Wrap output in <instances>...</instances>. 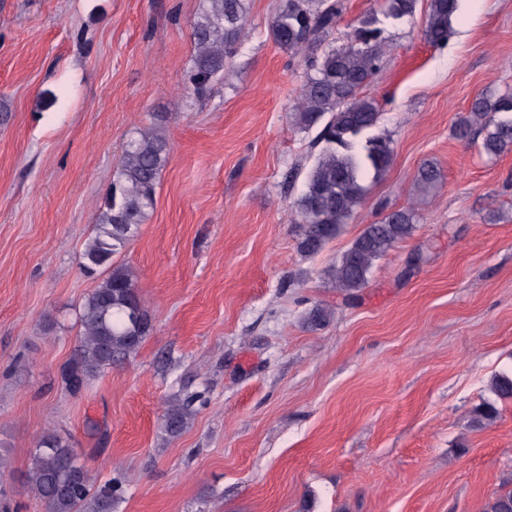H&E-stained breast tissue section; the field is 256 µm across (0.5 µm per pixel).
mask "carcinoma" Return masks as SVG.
Here are the masks:
<instances>
[{
    "mask_svg": "<svg viewBox=\"0 0 512 512\" xmlns=\"http://www.w3.org/2000/svg\"><path fill=\"white\" fill-rule=\"evenodd\" d=\"M191 38L193 55L188 71L191 91L206 96L224 71V61L241 44L248 21V0H202ZM417 0H383L382 14L402 19L415 12ZM459 0H429L424 37L433 46L448 42ZM340 16L337 0H285L270 32L283 51L302 55L307 69L294 109V125L303 132L317 130L322 145L307 173L304 190L293 203L298 249L318 254L336 238L343 224L364 203L369 174L379 175L390 164L392 140L374 135L358 146L363 132L378 126L376 102L361 96L378 71L386 50L376 19L368 17L353 29L346 44L335 46L331 36ZM484 133L483 152L497 157L512 148V92L481 93L458 129L461 138L472 127ZM169 155L167 137L157 126L139 132L124 148L116 177L96 213L93 236L82 253L81 270L100 276L80 314L83 334L59 371L62 387L82 394L107 366L121 364L137 353L153 331V318L138 291L135 275L113 258L136 237L154 205L156 187ZM439 178L436 167H421L417 182L426 189ZM416 229L410 209L396 210L368 224L352 244L324 271L337 291L347 297L367 287L374 263ZM501 399H512V375L492 381ZM203 403L202 393L184 387L162 418L168 435L179 436ZM26 483L45 512H114L124 487L119 477L102 484L92 479L67 440L48 430L39 438ZM486 512H512V490L488 503Z\"/></svg>",
    "mask_w": 512,
    "mask_h": 512,
    "instance_id": "cac0c4a2",
    "label": "carcinoma"
}]
</instances>
